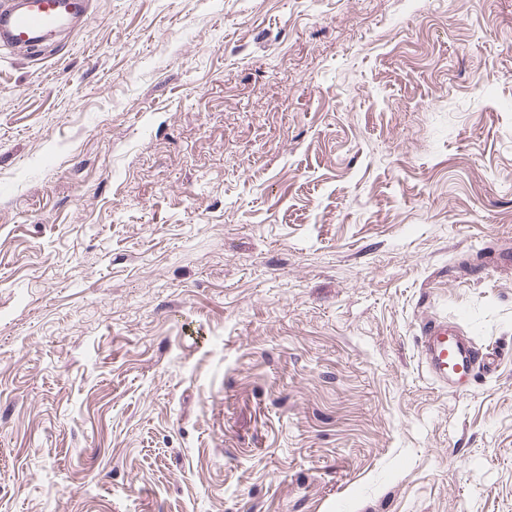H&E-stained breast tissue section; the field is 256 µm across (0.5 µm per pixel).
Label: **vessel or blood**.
I'll return each mask as SVG.
<instances>
[{"label":"vessel or blood","mask_w":512,"mask_h":512,"mask_svg":"<svg viewBox=\"0 0 512 512\" xmlns=\"http://www.w3.org/2000/svg\"><path fill=\"white\" fill-rule=\"evenodd\" d=\"M89 18V0H0V45L25 50L45 33ZM421 348L429 373L444 385H461L493 372L500 360L498 352L476 347L444 322L426 326Z\"/></svg>","instance_id":"vessel-or-blood-1"}]
</instances>
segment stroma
<instances>
[{"label":"stroma","mask_w":512,"mask_h":512,"mask_svg":"<svg viewBox=\"0 0 512 512\" xmlns=\"http://www.w3.org/2000/svg\"><path fill=\"white\" fill-rule=\"evenodd\" d=\"M431 319L497 372L440 385ZM0 512H512V0L0 50Z\"/></svg>","instance_id":"35a3bbf8"}]
</instances>
